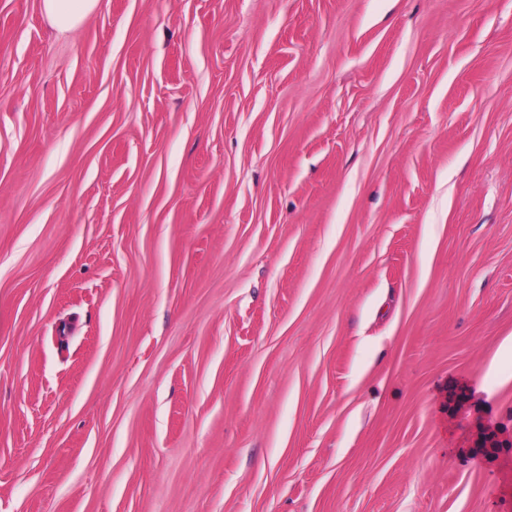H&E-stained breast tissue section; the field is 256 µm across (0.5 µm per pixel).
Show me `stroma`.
Segmentation results:
<instances>
[{
	"instance_id": "obj_1",
	"label": "stroma",
	"mask_w": 512,
	"mask_h": 512,
	"mask_svg": "<svg viewBox=\"0 0 512 512\" xmlns=\"http://www.w3.org/2000/svg\"><path fill=\"white\" fill-rule=\"evenodd\" d=\"M0 512H512V0H0ZM43 12L62 32L77 28L95 11L100 0H41Z\"/></svg>"
}]
</instances>
